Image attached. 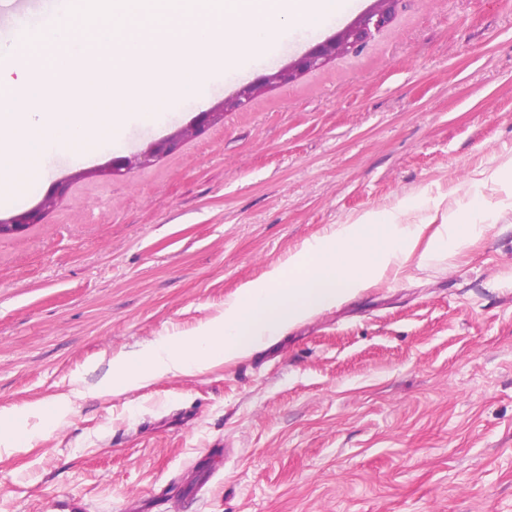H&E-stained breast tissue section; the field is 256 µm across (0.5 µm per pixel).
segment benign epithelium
I'll use <instances>...</instances> for the list:
<instances>
[{
	"label": "benign epithelium",
	"instance_id": "1",
	"mask_svg": "<svg viewBox=\"0 0 512 512\" xmlns=\"http://www.w3.org/2000/svg\"><path fill=\"white\" fill-rule=\"evenodd\" d=\"M400 2L401 0H374L370 8L324 41L311 46L277 71L239 88L219 105L198 113L186 126L150 143L141 152L131 157H115L102 166L80 169L56 181L36 206L6 219L0 218V239L20 236L29 226L43 223L47 212L63 198L73 181L93 176L114 179L128 174L136 167L151 166L163 156L176 151L184 139L199 135L223 120L225 112L245 108L267 86L290 84L302 74L317 69L340 55L360 49L372 33L391 24Z\"/></svg>",
	"mask_w": 512,
	"mask_h": 512
}]
</instances>
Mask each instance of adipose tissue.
Wrapping results in <instances>:
<instances>
[{"label":"adipose tissue","instance_id":"ef3b65f1","mask_svg":"<svg viewBox=\"0 0 512 512\" xmlns=\"http://www.w3.org/2000/svg\"><path fill=\"white\" fill-rule=\"evenodd\" d=\"M485 207L468 196L449 224H467ZM412 201L368 210L329 235L305 243L288 260L273 264L260 280L244 284L224 312L187 336H162L144 349L112 361L103 393L121 394L172 374L193 375L258 348L294 325L341 305L387 275L401 271L414 254L423 224L408 223ZM432 235L424 258L446 253L448 226Z\"/></svg>","mask_w":512,"mask_h":512}]
</instances>
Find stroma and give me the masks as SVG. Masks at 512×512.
Listing matches in <instances>:
<instances>
[{"instance_id": "1", "label": "stroma", "mask_w": 512, "mask_h": 512, "mask_svg": "<svg viewBox=\"0 0 512 512\" xmlns=\"http://www.w3.org/2000/svg\"><path fill=\"white\" fill-rule=\"evenodd\" d=\"M293 35L155 125L53 157L0 217L137 153L367 9ZM512 0H403L354 54L273 87L173 154L81 179L0 239V512H512ZM489 209L414 263L252 354L76 398L113 357L186 335L304 241L461 182ZM59 418L42 414L62 397ZM222 463L206 486V449Z\"/></svg>"}]
</instances>
